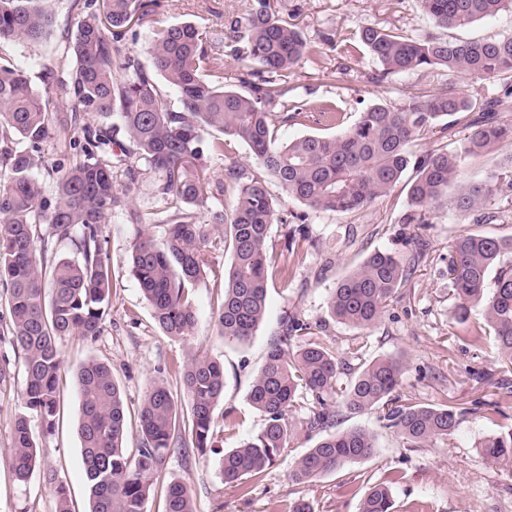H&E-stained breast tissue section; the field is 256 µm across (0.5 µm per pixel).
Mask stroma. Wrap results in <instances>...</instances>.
<instances>
[{"label": "stroma", "instance_id": "obj_1", "mask_svg": "<svg viewBox=\"0 0 512 512\" xmlns=\"http://www.w3.org/2000/svg\"><path fill=\"white\" fill-rule=\"evenodd\" d=\"M248 3L181 0L165 20L170 24L191 21L203 27L215 26L222 24L225 16L244 14ZM273 4L280 17L296 24L308 41L322 47L319 57L289 70L290 98L331 104L341 114L334 125L317 111L282 125L277 132L279 141L338 134L358 119L364 105L378 101L395 104L415 92L448 87L478 98H493L503 92L502 80L452 77L440 68L410 71L376 82L380 68L359 43L358 30L375 23L412 37L434 31L442 38H497L512 34L510 16L438 31L418 0H273ZM47 6L55 15V35L32 45L0 44V56L19 61L31 84L41 91L46 88L49 69L57 65L60 33L73 24L75 16L70 0H48ZM327 35L332 37V44H324ZM268 187L281 208L306 215L308 238L289 246V225H271L268 248L290 274L287 280L270 282L265 319L245 344L227 342L218 335L214 316L222 291L211 277L193 287L196 322L192 336L180 340L166 335L129 269L135 240L145 233L160 236V228L130 223L122 215L104 226L103 249L112 280L110 314L95 339H60V421L55 434L42 440L40 467L24 484L16 481L6 461L12 425L23 410V354L13 348L8 337L0 336V512H55V497L44 480L48 471L63 480L73 512H88L78 435L77 375L84 363L94 359L111 367L132 413L151 381H164L174 394H182L176 366L191 348L224 364V399L214 412L215 448L187 458L169 454L154 475L147 512H163L165 488L177 478L190 484L196 512H288L290 503L298 498L307 500L314 512H359L365 494L377 484L389 487L393 512H512V464L495 462L482 451L485 439L512 425V366L500 363L492 337L476 344L454 327V296L446 276L451 243L459 233L512 237V195L497 198L489 208V219L482 222L475 215L465 216L453 207L442 206L430 212L428 223L418 225L403 221L411 205L401 183L368 207L344 214L309 210L286 199L276 182H269ZM415 237L426 242L427 254L377 324L360 332L329 316L327 301L339 280L373 251L407 254L408 241ZM288 315L320 326L337 357L352 367L379 357H401L405 371L399 391L403 397L424 404L456 406L463 412L459 428L447 443L410 448L395 429L385 425L379 413H340L335 431L368 429L376 436V454L314 482L298 484L291 479L295 460L323 436L322 430L307 424L315 409L308 397L289 414V445L263 477L249 481L243 493L225 487L219 474L218 451L238 447L263 429L264 420L251 407L248 392L270 340L279 334L281 321ZM356 340L362 348L354 354L350 346ZM489 404L497 405L501 412L497 421L484 417L483 409ZM228 412L237 419L231 429L224 426Z\"/></svg>", "mask_w": 512, "mask_h": 512}]
</instances>
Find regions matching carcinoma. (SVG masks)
<instances>
[{
  "instance_id": "cac0c4a2",
  "label": "carcinoma",
  "mask_w": 512,
  "mask_h": 512,
  "mask_svg": "<svg viewBox=\"0 0 512 512\" xmlns=\"http://www.w3.org/2000/svg\"><path fill=\"white\" fill-rule=\"evenodd\" d=\"M44 0H0V42L37 43L54 32V16ZM273 0H251L242 16L224 18V27L203 29L191 22L165 24L158 16L172 10L169 0H72L78 21L63 37L56 91L71 112L58 111L53 98L32 87L20 63L0 57V280L8 297L0 323L12 346L23 353L25 412L12 426L9 464L21 481L38 465L39 436L51 435L60 414L58 339L95 338L111 308V272L102 246V225L126 211L137 224L163 227L161 239L139 237L129 268L139 282L153 317L168 336L192 335L195 313L190 286L213 272V235L230 253L224 293L217 308L218 334L226 341H249L263 322L269 281H288L289 270L268 250L273 224L288 223L274 203L266 178L274 179L288 199L313 211L355 212L388 194L408 168L414 176L408 196L414 212L404 223L424 224L425 214L450 204L462 214L482 211L499 195L512 192V156L474 181H458L462 164L491 149L512 145V121L504 119L512 84L504 97L470 98L462 92L412 95L398 105L369 104L338 136L304 135L277 142V128L316 109L334 122L336 109L308 101L288 102L284 76L317 50L300 30L276 14ZM439 28H465L503 13L512 0H420ZM153 25L145 66L127 51L136 27ZM359 41L388 78L415 70L442 68L452 76L512 78V34L496 39L414 38L377 24L359 28ZM255 65L238 77L240 89L224 85V49ZM180 94L175 107L157 78ZM472 114L469 133L450 149L412 151L425 133L458 113ZM99 118L83 122L81 114ZM124 131L138 159L162 176L153 191L164 196V210L141 212L118 194L114 165H125L130 184L138 168L131 151L120 147ZM70 135L69 147L81 159L57 171L52 197L45 196L39 172L45 167L42 144L55 134ZM248 146L261 173L235 161L220 176H209L203 157L224 159L233 144ZM232 193L228 209H214L212 199ZM47 225L42 230L41 225ZM67 241L73 258H56L52 242ZM424 256L418 249L403 257L370 254L331 293V317L356 330L375 325L387 302ZM493 286H488L490 272ZM448 286L454 321L478 340L490 334L499 355L512 365V238L466 232L458 235L448 261ZM491 293H486L487 288ZM485 302L486 324L469 325L471 306ZM302 336L309 340L295 347ZM351 366L311 326L297 317L267 348L254 375L249 401L265 420L262 431L224 453L220 476L239 491L257 480L287 447V417L310 395L318 409L312 428L332 427L339 411L330 404L341 374ZM179 373L191 404V419L180 420L178 399L166 383L149 384L137 409L141 446L126 451V405L112 369L97 360L78 372V432L88 483L90 512H147L152 477L165 457L203 451L211 444V424L224 399V365L189 349ZM403 375L398 357L377 358L361 366L345 386L342 408L351 414L383 410V419L410 448L445 442L461 423L462 413L446 404L423 405L397 394ZM484 454L512 463V427L487 440ZM377 452L375 436L353 428L329 433L296 459L292 478L310 482ZM56 512H72L66 486L55 473ZM164 512H196L190 485L171 481ZM359 512H392L386 487H372Z\"/></svg>"
}]
</instances>
